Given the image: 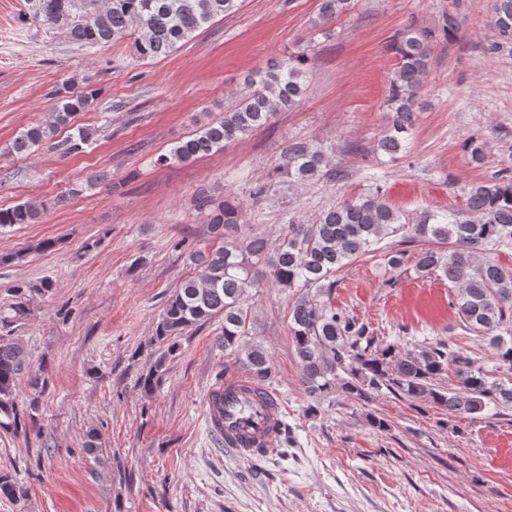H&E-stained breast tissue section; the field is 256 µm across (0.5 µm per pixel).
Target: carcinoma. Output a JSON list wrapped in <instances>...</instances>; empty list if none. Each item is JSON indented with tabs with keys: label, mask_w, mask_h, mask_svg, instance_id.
<instances>
[{
	"label": "carcinoma",
	"mask_w": 512,
	"mask_h": 512,
	"mask_svg": "<svg viewBox=\"0 0 512 512\" xmlns=\"http://www.w3.org/2000/svg\"><path fill=\"white\" fill-rule=\"evenodd\" d=\"M243 0H28L31 21L61 29L75 42L97 46L133 37L143 58L165 57L179 44L214 18L234 13ZM352 0H321L318 20L327 23L351 9ZM496 40L491 53L512 45V0H490ZM462 16L457 0H448L442 31L456 37ZM392 50L398 64L389 79L386 100L388 128L378 149L394 158L406 149L415 127L420 94L432 64L431 35L414 26L401 29L393 38ZM305 57H286L247 79L248 90L224 110L220 118L201 127L190 139L178 142L162 164L187 162L223 149L228 143L267 125L279 111L292 107L304 91ZM57 106L48 122L21 133L13 143L17 154L52 138L57 129L71 124L85 110L94 92L68 95L56 91ZM91 133L77 135L55 144L63 154L82 152ZM472 162L486 158L485 141L473 137L467 142ZM293 183L313 180L335 182L340 172L330 168L321 147L308 141H293L283 150L279 165ZM376 191L345 199L322 211L312 221L288 220L274 248L267 256V241L241 234V212L224 196L207 189L192 198V207L209 217L212 233L222 245L196 258L202 271L184 281L165 301L155 328V338L168 340L188 327L224 315V333L219 345L235 358L254 379L264 382L272 373L265 348L246 341L250 313L246 300L261 287L256 266L269 264L272 281L288 302V331L301 370L306 392L318 399L341 391L358 400H369L372 391L385 389L402 398L431 404L453 416L474 417L491 404L512 406V381L492 380L473 366L469 357L452 346L438 342L408 354L391 347L378 349L368 336L367 326L336 310L330 302L336 270L366 254L382 239L405 229L411 238L448 244V252L428 247L414 256V270L422 277L442 272L456 289L453 306L467 327L487 335L499 367L512 373V337L507 315L512 314V268L483 258L490 245L512 241V168L505 167L492 179L471 184L466 191V209L409 218L387 203L381 176L369 175ZM40 207L28 201L0 209V226L34 224ZM55 283L43 279L24 282L11 289V299L0 305V428L16 433L26 430L25 420L37 409L38 399L48 388L43 369L35 370L27 347L17 330L34 311L36 300L52 292ZM455 367L457 382L444 388L437 380ZM28 377L33 397L28 405L15 401L16 382ZM0 494L13 499L27 495V488L7 473H0Z\"/></svg>",
	"instance_id": "obj_1"
}]
</instances>
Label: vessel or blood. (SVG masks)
I'll return each mask as SVG.
<instances>
[{"mask_svg":"<svg viewBox=\"0 0 512 512\" xmlns=\"http://www.w3.org/2000/svg\"><path fill=\"white\" fill-rule=\"evenodd\" d=\"M206 422L225 448L241 458L267 452L283 432L279 395L249 377L232 374L205 394Z\"/></svg>","mask_w":512,"mask_h":512,"instance_id":"obj_1","label":"vessel or blood"}]
</instances>
